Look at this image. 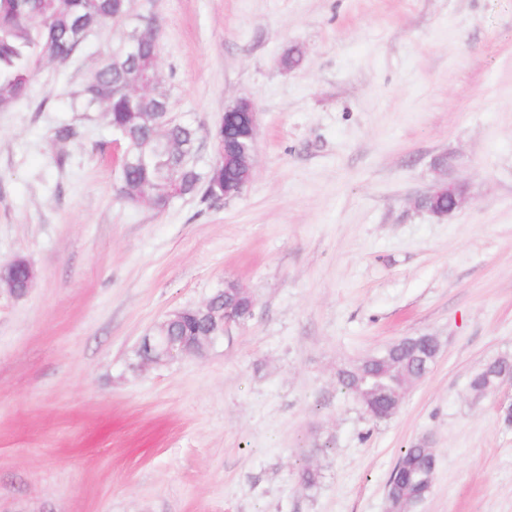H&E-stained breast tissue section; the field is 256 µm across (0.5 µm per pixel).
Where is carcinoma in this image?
<instances>
[{"label":"carcinoma","mask_w":512,"mask_h":512,"mask_svg":"<svg viewBox=\"0 0 512 512\" xmlns=\"http://www.w3.org/2000/svg\"><path fill=\"white\" fill-rule=\"evenodd\" d=\"M132 12V0H0V109L12 108L28 97L34 58L45 57L64 66L81 50L83 40L77 19H94L106 27ZM139 29L140 38L133 47L122 41L113 44L112 50L88 71L71 107L74 112H105L109 124L123 137L129 157L128 165L122 168L118 195L161 212L172 201L171 179L181 180L189 196L202 191L200 174L178 167L180 154L194 148L197 135L191 126L170 120L163 109L167 94L161 87L151 93L139 91L145 74L158 73L160 54L152 20L142 17ZM248 119L247 113L238 112L214 132L213 141L223 142L224 154L216 155L208 181H227L232 186L241 183L238 170L224 165V156L237 152L240 130ZM3 272V287L10 286L17 295H24L29 287L28 265L18 258L4 265ZM216 300L219 306L235 310L242 323L251 317L249 302L236 298L228 288L217 291ZM163 324L168 335L187 342L200 335L204 327L202 320L191 316H167ZM424 370L422 360L405 338L340 369L336 381L366 410L378 404V396L364 393L361 380L365 375L388 372L396 378L412 379ZM435 465L436 455L426 440L404 449L388 481V512H412L432 490L423 478ZM319 481L318 469L302 468V490L315 488Z\"/></svg>","instance_id":"carcinoma-1"}]
</instances>
